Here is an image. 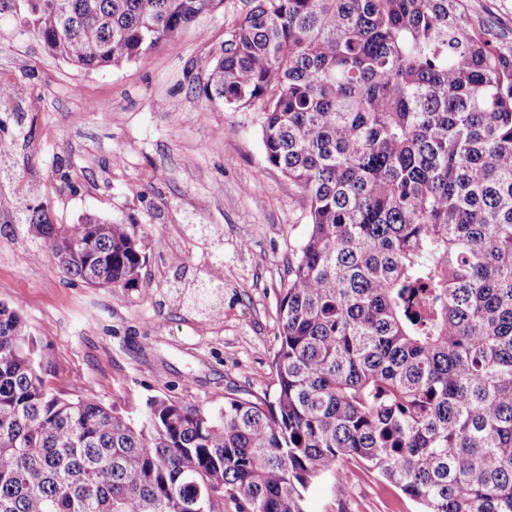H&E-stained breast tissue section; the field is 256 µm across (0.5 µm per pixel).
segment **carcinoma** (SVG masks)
I'll return each instance as SVG.
<instances>
[{
  "label": "carcinoma",
  "mask_w": 512,
  "mask_h": 512,
  "mask_svg": "<svg viewBox=\"0 0 512 512\" xmlns=\"http://www.w3.org/2000/svg\"><path fill=\"white\" fill-rule=\"evenodd\" d=\"M205 97L259 106L308 199L278 299L273 400L138 419L47 387L0 304V512H305L352 460L422 512H512V45L461 0H253ZM77 70L145 56L223 0H7ZM63 270L141 287L161 236L29 216Z\"/></svg>",
  "instance_id": "1"
}]
</instances>
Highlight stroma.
<instances>
[{
    "label": "stroma",
    "instance_id": "stroma-1",
    "mask_svg": "<svg viewBox=\"0 0 512 512\" xmlns=\"http://www.w3.org/2000/svg\"><path fill=\"white\" fill-rule=\"evenodd\" d=\"M252 0H224L121 68L83 72L0 14V303L18 307L67 398L94 395L132 418L159 396L204 411L225 394L273 392L277 299L302 243L308 203L264 159L257 109L209 103L202 63ZM512 41V0H462ZM87 215L158 224L138 290L67 274L32 226ZM222 265L215 293L200 292ZM307 512H421L381 474L348 461L318 477Z\"/></svg>",
    "mask_w": 512,
    "mask_h": 512
}]
</instances>
